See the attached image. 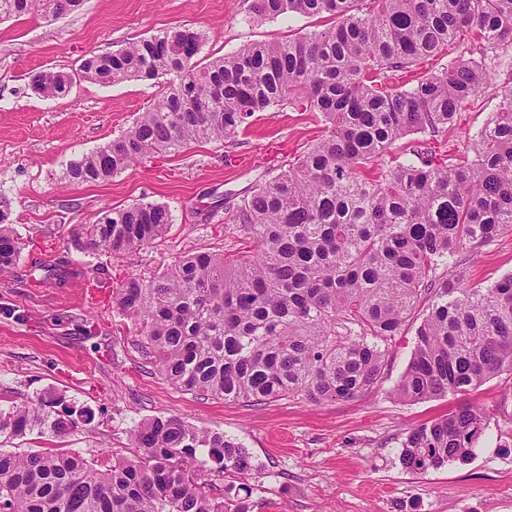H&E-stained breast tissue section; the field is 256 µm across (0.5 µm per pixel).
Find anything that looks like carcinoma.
<instances>
[{
    "label": "carcinoma",
    "mask_w": 512,
    "mask_h": 512,
    "mask_svg": "<svg viewBox=\"0 0 512 512\" xmlns=\"http://www.w3.org/2000/svg\"><path fill=\"white\" fill-rule=\"evenodd\" d=\"M81 0H0V18L58 17ZM252 0L253 17L329 14L332 27L284 42L253 43L201 66L200 32L170 28L81 64L82 77L179 81L124 135L70 161L72 184L103 182L141 158L193 142H224L256 112L291 105L318 112L329 134L259 185L235 215L252 246L198 252L116 289L120 313L139 329L141 352L171 385L226 402L312 403L361 399L383 381L392 338L421 318L402 401L465 395L512 374V274L466 283L448 260L512 232V87L465 145V163L415 160L372 169L409 135L438 136L467 101L492 85V60L512 49V0ZM468 33L479 57L458 59L409 89L393 73L436 57ZM73 75L44 70L32 89L57 98ZM0 196V273L13 270L18 236ZM164 204L112 207L72 232L78 250L121 257L161 242ZM447 271L439 272L442 266ZM86 410L45 391L35 407L0 408V512H245L213 492L204 472L251 471L246 448L222 432L153 416L130 433L132 459L96 465L80 452L10 450L5 443L62 438ZM487 428L460 405L412 429L400 462L414 473L465 460Z\"/></svg>",
    "instance_id": "obj_1"
}]
</instances>
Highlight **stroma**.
Wrapping results in <instances>:
<instances>
[{"mask_svg":"<svg viewBox=\"0 0 512 512\" xmlns=\"http://www.w3.org/2000/svg\"><path fill=\"white\" fill-rule=\"evenodd\" d=\"M251 0H82L60 17L27 15L0 21V194L21 243L13 272L0 276V407L35 401L51 389L75 409L91 412L64 439L32 438L27 448L76 449L87 460L132 453L130 429L141 419L173 416L237 439L253 469L216 478L227 500L244 485L248 512H512V374L471 391L488 427L470 458L423 474L399 459L408 431L445 416L459 401L447 396L402 402L393 388L416 342V324L395 336L381 386L356 400L312 404L283 399L264 405L224 402L181 391L138 349V331L119 315L112 292L132 274L148 279L198 251H238L244 233L237 206L267 179L294 164L327 135L320 114L283 107L258 112L224 142H196L158 152L96 184H69L67 163L126 133L158 99L164 79L132 78L110 86L80 79L65 96L43 98L32 74L78 71L83 60L134 38L171 27L204 35L199 62L247 43L278 42L327 29L330 16L291 14L257 20ZM472 37L417 62L397 84L418 79L477 52ZM512 85V52L501 51L493 86L472 97L455 122L429 145L435 160L458 158L468 138L497 112ZM138 202L167 205L173 223L158 244L123 257L82 252L71 243L75 225L97 213ZM66 270L65 284L46 266ZM469 284L487 286L512 273V232L463 259ZM99 287L85 304V284ZM96 333L87 336L85 327Z\"/></svg>","mask_w":512,"mask_h":512,"instance_id":"stroma-1","label":"stroma"}]
</instances>
